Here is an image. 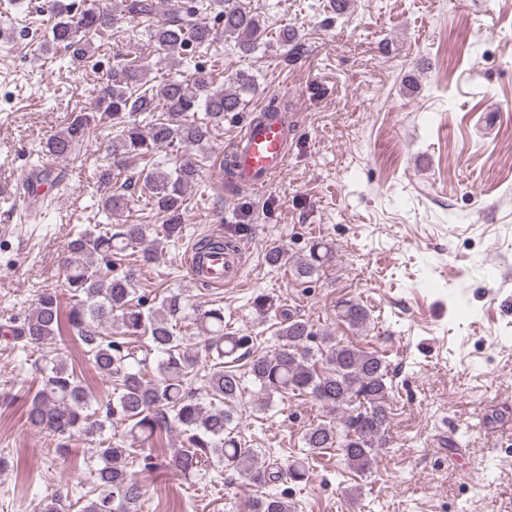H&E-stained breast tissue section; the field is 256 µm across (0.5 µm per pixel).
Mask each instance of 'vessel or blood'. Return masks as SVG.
<instances>
[{
	"label": "vessel or blood",
	"instance_id": "vessel-or-blood-1",
	"mask_svg": "<svg viewBox=\"0 0 512 512\" xmlns=\"http://www.w3.org/2000/svg\"><path fill=\"white\" fill-rule=\"evenodd\" d=\"M288 135V124L281 113L268 108L264 113L247 116L230 149L238 189H263L284 170L289 157ZM186 261L199 264L200 275L210 286L238 280L242 273V257L235 249L201 261L191 254Z\"/></svg>",
	"mask_w": 512,
	"mask_h": 512
}]
</instances>
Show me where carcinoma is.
I'll list each match as a JSON object with an SVG mask.
<instances>
[{
    "label": "carcinoma",
    "instance_id": "obj_1",
    "mask_svg": "<svg viewBox=\"0 0 512 512\" xmlns=\"http://www.w3.org/2000/svg\"><path fill=\"white\" fill-rule=\"evenodd\" d=\"M155 0H119L112 10H73L72 4L52 0L53 23L45 47L61 48L73 72L89 59L88 37L111 30L119 17L150 19ZM211 12L224 24V37L236 40L241 53L250 54L266 35L260 18L237 0H177L149 29L160 60L172 69L187 58L188 50L211 43L213 29L200 19ZM152 64L123 60L112 67L98 92L94 111L119 129L109 142V156L117 161L144 157L160 148L181 146L206 151L224 118L244 108L245 96L256 89L254 77L243 72L234 88L214 87L211 70L196 64L178 79L169 73L149 85ZM204 111L198 119L196 112ZM146 114L148 124L137 116ZM95 116L74 111L73 119L52 134L41 153L55 159L76 156L89 137ZM198 175L194 161L186 159L172 170L155 168L144 174L140 191L154 209L167 216L164 224H93L67 244L64 287L70 307L63 309L56 288H44L34 308L7 333L22 349L37 353L34 366L40 387L26 409V421L44 429L66 448L79 438L98 439L93 481L80 499L79 512H131L142 498V486L130 471L135 461L151 465L153 451L133 444L153 442L172 427L179 429L180 448L171 465L185 477L214 464L231 467L248 482L264 488L287 476L292 482L308 479L309 455L327 448L343 451L347 464L359 473L369 471L389 426L393 382L389 363L377 351L340 344L328 333L313 329L309 321L278 305L273 297L258 294L250 302L263 321L276 322L278 348L254 355L251 337L224 330V308L203 309L192 301L191 288L181 284L167 289L155 305L136 295L137 268L156 264L163 257L160 241L177 243L186 234L183 198ZM112 163L99 167L97 180L106 188L101 210L112 215L128 209L131 184L112 185ZM133 256L136 266L112 273L113 259ZM332 256L322 242H314L297 268L311 278ZM339 316L352 328H362L369 313L361 304L345 301ZM75 336L88 363L112 388L100 401L87 389L82 373L68 362V340ZM201 338L211 360L201 372L189 340ZM251 356L248 374L259 387V410L274 396H305L330 416L311 424L303 434L308 454L297 457L286 470L259 461L254 449L233 436L235 417L227 405L243 392L241 375L230 365ZM203 387H196L197 382ZM125 427L130 446L104 437L107 425ZM258 512H293L288 490L256 498Z\"/></svg>",
    "mask_w": 512,
    "mask_h": 512
}]
</instances>
